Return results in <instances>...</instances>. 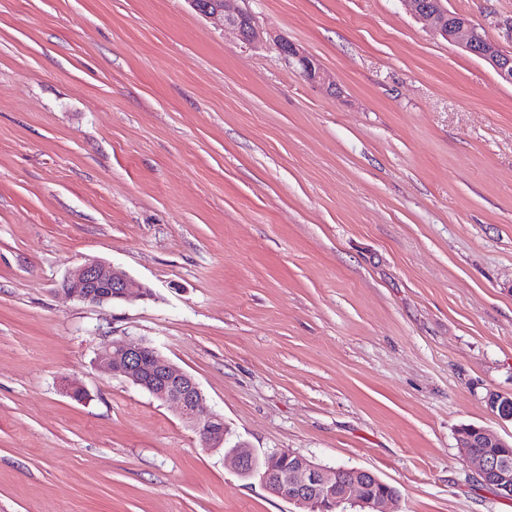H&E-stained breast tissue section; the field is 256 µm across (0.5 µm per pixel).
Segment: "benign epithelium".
Returning <instances> with one entry per match:
<instances>
[{
    "label": "benign epithelium",
    "instance_id": "7a95c632",
    "mask_svg": "<svg viewBox=\"0 0 512 512\" xmlns=\"http://www.w3.org/2000/svg\"><path fill=\"white\" fill-rule=\"evenodd\" d=\"M191 4L214 25L234 29L238 37L252 43L260 31L252 16L234 5L235 0H221L214 7H206L199 0ZM412 15L448 41L487 62L496 75L512 85V56L504 53L498 44L487 40L471 21L448 10L445 0H405ZM285 61L300 70L313 82L324 84L325 71L318 60L304 48L275 40ZM62 291L69 296L94 306L115 300L148 299L151 291L146 285L121 270L101 261L92 260L75 268L62 283ZM99 359L109 371L142 387L155 398L175 405L182 418L195 426L206 445L219 448L227 439L224 420L204 405V395L197 381L174 367L158 352L146 345L114 347L102 344ZM488 412L495 418L512 421V397L490 392L485 397ZM478 440L487 448H506L507 441L484 427L474 428ZM473 439H459L463 456L476 463L479 474L486 477L499 496L512 499V462L490 454L469 451ZM243 478H259L273 495L284 499L305 512H340L345 504L359 505L363 512H380V506L398 498L390 484L370 471L353 468V477L345 482L335 481L336 469L318 464L290 450H273L263 456L243 443L225 451Z\"/></svg>",
    "mask_w": 512,
    "mask_h": 512
}]
</instances>
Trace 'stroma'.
Listing matches in <instances>:
<instances>
[{
  "mask_svg": "<svg viewBox=\"0 0 512 512\" xmlns=\"http://www.w3.org/2000/svg\"><path fill=\"white\" fill-rule=\"evenodd\" d=\"M240 5L264 40L189 0H0V512H294L106 341L257 453L375 473L386 512H512L458 447L512 442V85L403 0ZM447 6L512 54V0ZM89 260L152 298L65 295ZM275 44L285 63L299 69L307 80L321 84L329 80L318 60L304 48L281 38H277ZM99 359L109 371L142 387L158 400L175 405L182 418L195 426L206 445L220 448L227 439L224 420L204 405V395L197 381L174 367L146 345L113 347L104 342Z\"/></svg>",
  "mask_w": 512,
  "mask_h": 512,
  "instance_id": "stroma-1",
  "label": "stroma"
}]
</instances>
